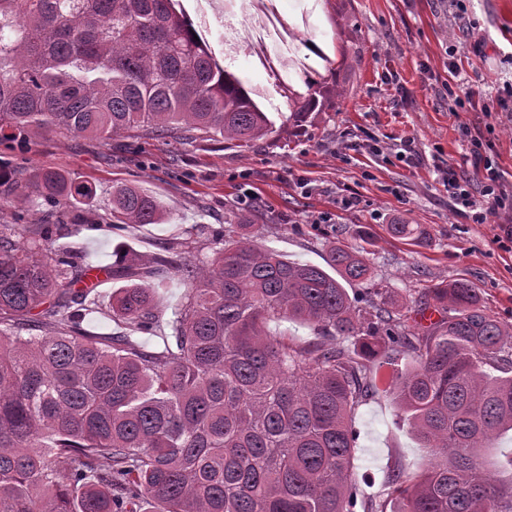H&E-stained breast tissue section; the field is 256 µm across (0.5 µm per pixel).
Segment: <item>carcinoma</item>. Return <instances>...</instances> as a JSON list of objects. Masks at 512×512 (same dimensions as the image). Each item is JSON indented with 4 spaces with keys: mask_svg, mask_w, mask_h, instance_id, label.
<instances>
[{
    "mask_svg": "<svg viewBox=\"0 0 512 512\" xmlns=\"http://www.w3.org/2000/svg\"><path fill=\"white\" fill-rule=\"evenodd\" d=\"M305 85L298 114L318 102ZM56 129L246 147L273 121L175 0H0V141ZM31 187L63 215L93 195L49 169ZM110 218L157 224L163 210L122 186ZM62 228L0 224V512H512V480L479 462L512 432V325L469 281L430 286L415 309L375 287L363 247L328 242L326 270L228 224L203 259L177 241L103 270L124 285L102 305L94 266L55 246ZM168 272L189 288L149 350L137 334L157 327L152 280ZM94 313L118 331L86 330ZM282 320L335 342L290 343L269 329ZM376 360L428 463L394 465L374 495L352 467Z\"/></svg>",
    "mask_w": 512,
    "mask_h": 512,
    "instance_id": "obj_1",
    "label": "carcinoma"
}]
</instances>
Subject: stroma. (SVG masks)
Returning <instances> with one entry per match:
<instances>
[{
	"instance_id": "obj_1",
	"label": "stroma",
	"mask_w": 512,
	"mask_h": 512,
	"mask_svg": "<svg viewBox=\"0 0 512 512\" xmlns=\"http://www.w3.org/2000/svg\"><path fill=\"white\" fill-rule=\"evenodd\" d=\"M286 20H323L324 53L340 50L344 63L321 88L327 109L295 115L288 104L273 113V132L245 147L220 142L177 143L168 137L139 142L100 140L68 131L26 143L0 142V169L8 182L30 185L37 170L52 168L89 184L95 195L81 211L60 217L46 206L19 200L0 207V224H82L69 245L95 266L122 252L146 259L162 245L185 239L199 225L194 254L209 255L213 230L257 223L263 245L288 259L325 266L326 243L358 247V225L375 235L370 259L379 287L423 304L424 288L465 279L481 291L488 313L512 325V252L497 243L495 217L485 223L457 212L439 173L469 170L470 129L495 145L496 161L512 174V120L505 113L450 112L441 84L448 77V48L456 46L469 87L493 92L512 76L504 54L512 50V0H470L459 20L449 0H281ZM474 21L487 42L475 46L466 30ZM430 85L421 82L422 67ZM345 89L336 101L337 89ZM413 140L416 155H400ZM144 189L163 204L158 224L110 229L105 225L112 189ZM250 205H241L244 194ZM357 196L347 208L348 196ZM426 225L414 244L389 236L386 225ZM391 371L379 367L377 394L359 406L353 473L367 493L380 491L392 464L421 469L425 449L399 416L389 393Z\"/></svg>"
}]
</instances>
